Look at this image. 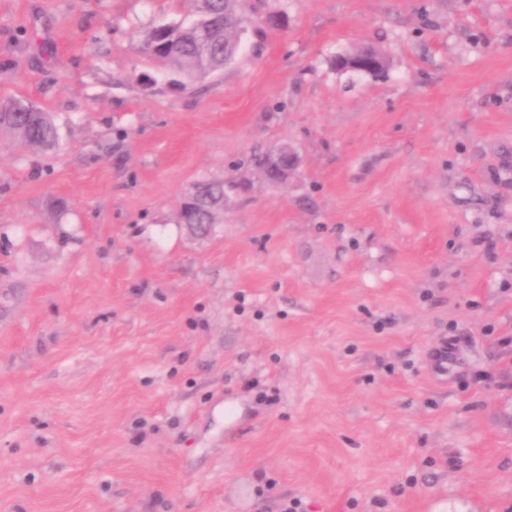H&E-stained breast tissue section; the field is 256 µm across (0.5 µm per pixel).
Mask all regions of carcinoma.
Masks as SVG:
<instances>
[{
	"label": "carcinoma",
	"instance_id": "cac0c4a2",
	"mask_svg": "<svg viewBox=\"0 0 512 512\" xmlns=\"http://www.w3.org/2000/svg\"><path fill=\"white\" fill-rule=\"evenodd\" d=\"M192 9L181 18L146 30L141 45L158 62L165 74H178L193 82L224 67L229 58L224 46L238 41L242 21L237 0H191ZM209 44V55L200 53L202 41ZM0 130L16 136L21 146L36 150L54 147L58 130L48 113L26 100L0 106Z\"/></svg>",
	"mask_w": 512,
	"mask_h": 512
}]
</instances>
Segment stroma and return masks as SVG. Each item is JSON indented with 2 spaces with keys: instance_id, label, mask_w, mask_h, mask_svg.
I'll use <instances>...</instances> for the list:
<instances>
[{
  "instance_id": "stroma-1",
  "label": "stroma",
  "mask_w": 512,
  "mask_h": 512,
  "mask_svg": "<svg viewBox=\"0 0 512 512\" xmlns=\"http://www.w3.org/2000/svg\"><path fill=\"white\" fill-rule=\"evenodd\" d=\"M190 8L0 0V512H512V0H238L182 89ZM192 9L178 20L152 26L140 40L147 55L165 74H178L188 82L208 77L224 67V45L238 41L242 21L237 0H191ZM209 44V55L200 53L201 42ZM337 62L343 70L364 74H374L385 67L379 54L373 50L351 56H340ZM27 100L0 106V130L14 134L21 146L36 150L54 147L58 130L48 113ZM300 165V158L291 149H279L266 154L264 169L275 180L288 179ZM198 188L201 197L203 198V205L201 206L198 214L197 211L200 206V200L197 192L189 193L183 200V204L180 211L181 223L185 224L193 232L205 233L210 228V216L205 206L206 197L213 192L224 189L223 182L220 181H202L195 185ZM197 214V216H196ZM196 217L197 224H194V218Z\"/></svg>"
}]
</instances>
